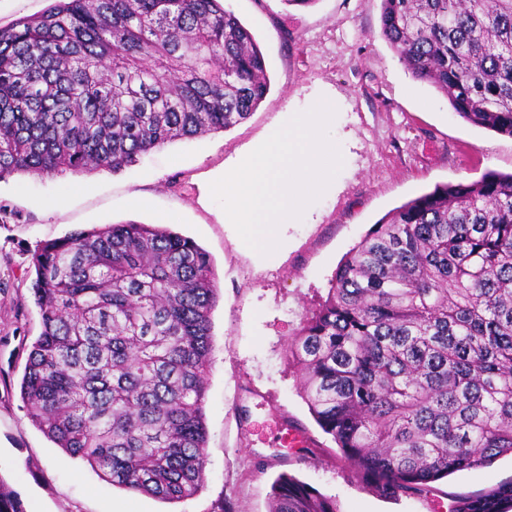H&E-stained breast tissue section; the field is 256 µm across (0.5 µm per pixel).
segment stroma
<instances>
[{
    "label": "stroma",
    "mask_w": 512,
    "mask_h": 512,
    "mask_svg": "<svg viewBox=\"0 0 512 512\" xmlns=\"http://www.w3.org/2000/svg\"><path fill=\"white\" fill-rule=\"evenodd\" d=\"M265 56L270 91L230 130L177 141L113 173L0 179V483L21 512H268L286 474L334 497L340 512H434L436 503L512 484V456L459 471L433 495L378 497L357 480L313 420L286 356L290 337L325 299L337 264L390 210L435 186L512 172V137L465 122L416 81L381 36V0H225ZM336 101L330 138L343 166L288 225L277 252L248 247L209 185L289 113ZM134 221L192 238L211 257L217 303L207 374L204 488L167 503L113 487L31 421L20 381L41 318L31 256L75 230Z\"/></svg>",
    "instance_id": "1"
}]
</instances>
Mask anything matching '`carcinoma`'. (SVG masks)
<instances>
[{
  "instance_id": "1",
  "label": "carcinoma",
  "mask_w": 512,
  "mask_h": 512,
  "mask_svg": "<svg viewBox=\"0 0 512 512\" xmlns=\"http://www.w3.org/2000/svg\"><path fill=\"white\" fill-rule=\"evenodd\" d=\"M381 36L467 123L512 137V0H381ZM269 91L223 0H55L0 27V178L116 172L227 131ZM31 420L109 484L177 502L206 478L210 256L166 228L74 231L32 256ZM300 393L361 484L435 491L512 455V173L382 217L288 343ZM512 485L448 512H503ZM269 512H339L282 475Z\"/></svg>"
}]
</instances>
